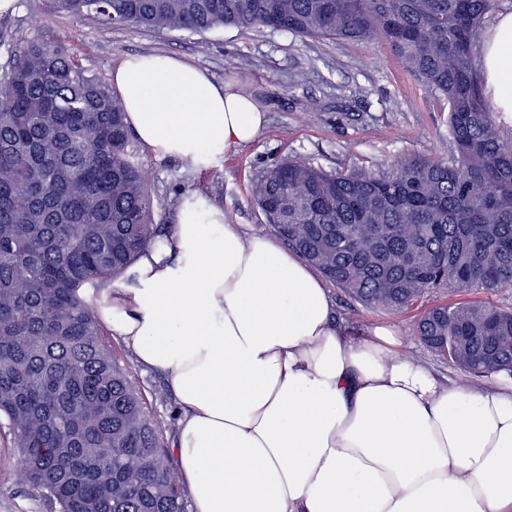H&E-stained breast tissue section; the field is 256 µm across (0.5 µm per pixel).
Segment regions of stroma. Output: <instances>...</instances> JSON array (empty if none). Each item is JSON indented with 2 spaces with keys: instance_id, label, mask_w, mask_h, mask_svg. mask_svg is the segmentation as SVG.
<instances>
[{
  "instance_id": "stroma-1",
  "label": "stroma",
  "mask_w": 512,
  "mask_h": 512,
  "mask_svg": "<svg viewBox=\"0 0 512 512\" xmlns=\"http://www.w3.org/2000/svg\"><path fill=\"white\" fill-rule=\"evenodd\" d=\"M47 0H19V10L0 17V27L31 39L41 34ZM55 31L83 66L108 80L114 60L127 53L164 52L185 57L216 79L245 82L266 108L264 127L251 145L230 151L220 165L203 172L156 160L145 150L137 158L154 196L156 219L175 221L179 200L190 192L220 204L228 223L274 236L250 199V186L264 168L286 157L312 161L329 171L375 173L412 155L448 154V107L406 71L380 37L335 43L267 28L241 32L216 29L201 35L120 29L87 17L51 19ZM330 296L336 318L361 339L375 327L400 336V354L457 379L456 369L413 337L414 312L392 313L364 306L338 287ZM132 378L150 398L153 412L172 421L178 405L160 374L133 368ZM0 512H47L42 501L0 469Z\"/></svg>"
}]
</instances>
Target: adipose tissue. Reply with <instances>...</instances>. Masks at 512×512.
I'll return each mask as SVG.
<instances>
[{"mask_svg": "<svg viewBox=\"0 0 512 512\" xmlns=\"http://www.w3.org/2000/svg\"><path fill=\"white\" fill-rule=\"evenodd\" d=\"M477 64L511 113L512 12ZM110 79L139 145L196 172L263 126L247 85L181 56L126 54ZM84 297L175 395L193 512H512V383L443 384L383 327L355 340L313 267L221 205L185 195L168 236Z\"/></svg>", "mask_w": 512, "mask_h": 512, "instance_id": "adipose-tissue-1", "label": "adipose tissue"}]
</instances>
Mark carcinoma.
Wrapping results in <instances>:
<instances>
[{
    "label": "carcinoma",
    "mask_w": 512,
    "mask_h": 512,
    "mask_svg": "<svg viewBox=\"0 0 512 512\" xmlns=\"http://www.w3.org/2000/svg\"><path fill=\"white\" fill-rule=\"evenodd\" d=\"M52 16L203 34L232 27L379 35L448 105L446 159L377 174L304 159L266 168L251 196L277 235L368 306L456 297L414 338L460 383L512 378V310L471 290L512 288V140L482 95L475 44L495 0H49ZM0 419L22 483L49 512H186L166 429L112 355L81 288L111 281L163 236L121 100L48 23L0 29Z\"/></svg>",
    "instance_id": "1"
}]
</instances>
